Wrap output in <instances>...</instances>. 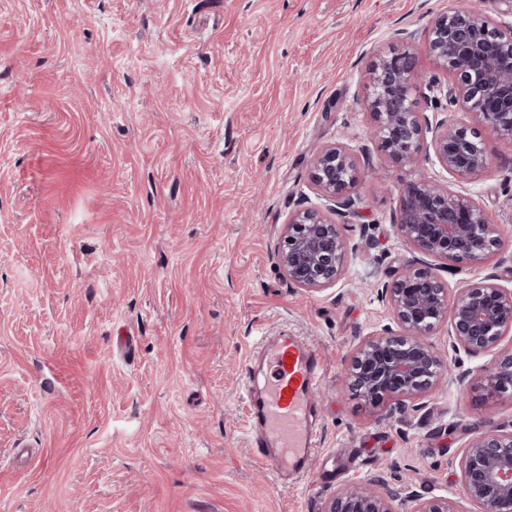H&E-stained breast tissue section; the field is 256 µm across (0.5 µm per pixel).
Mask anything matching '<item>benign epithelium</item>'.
<instances>
[{"label":"benign epithelium","instance_id":"obj_1","mask_svg":"<svg viewBox=\"0 0 512 512\" xmlns=\"http://www.w3.org/2000/svg\"><path fill=\"white\" fill-rule=\"evenodd\" d=\"M427 51L449 83H428L424 98L435 106L462 103L474 122L512 144V27L493 24L476 7L450 6L431 20ZM418 80L407 50L380 56L369 70L366 104L388 159L412 163L431 151L459 178L484 170L489 159L476 134L417 112ZM310 167L313 185L331 206L295 211L284 225L277 260L291 284L317 291L341 278L355 251L332 216L357 214L351 190L358 169L338 146L317 151ZM398 195L393 230L417 254L416 262L378 289L392 323L358 341L344 370L345 386L372 407L390 402L404 410L442 381L461 383L469 376L460 369L459 353L495 352L483 372L500 396L512 399V349H501L512 333V289L488 274L452 290L439 273L450 263L483 262L500 246L501 226L468 196L423 177L403 182ZM441 326L447 327L446 348L432 341ZM455 465L460 491L477 512H512V429L473 437ZM400 497L412 504L411 512H458L449 497L416 490L403 496L380 474L336 492L325 512H395Z\"/></svg>","mask_w":512,"mask_h":512}]
</instances>
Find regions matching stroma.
<instances>
[{
  "instance_id": "1",
  "label": "stroma",
  "mask_w": 512,
  "mask_h": 512,
  "mask_svg": "<svg viewBox=\"0 0 512 512\" xmlns=\"http://www.w3.org/2000/svg\"><path fill=\"white\" fill-rule=\"evenodd\" d=\"M449 0H0V512H323L349 481L397 463L459 512L452 459L512 427V400L469 377L422 409L379 410L340 382L388 323L378 280L415 260L392 218L425 173L470 196L503 243L442 276L512 288V144L461 106L436 119L482 140L469 179L384 154L367 71L410 32L419 72ZM358 162L359 249L318 292L289 284L282 229L325 207L318 148ZM369 225L360 236V225ZM305 336L326 371L311 471L281 488L255 466L242 374L259 337Z\"/></svg>"
}]
</instances>
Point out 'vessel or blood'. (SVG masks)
Masks as SVG:
<instances>
[{
    "instance_id": "b4317fda",
    "label": "vessel or blood",
    "mask_w": 512,
    "mask_h": 512,
    "mask_svg": "<svg viewBox=\"0 0 512 512\" xmlns=\"http://www.w3.org/2000/svg\"><path fill=\"white\" fill-rule=\"evenodd\" d=\"M260 370L262 383L247 394L253 460L290 484L309 471L319 444L314 394L324 364L305 337L284 330L260 341L244 376Z\"/></svg>"
}]
</instances>
